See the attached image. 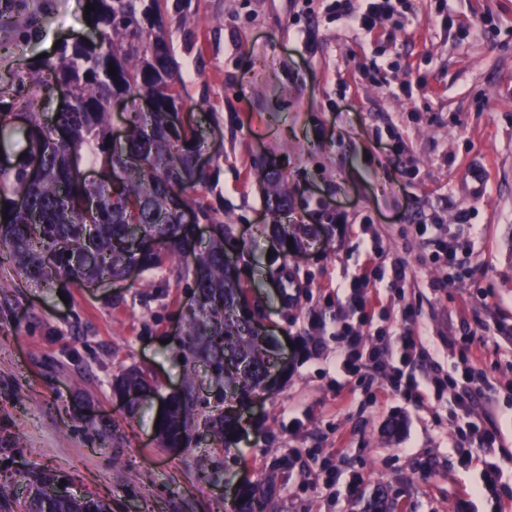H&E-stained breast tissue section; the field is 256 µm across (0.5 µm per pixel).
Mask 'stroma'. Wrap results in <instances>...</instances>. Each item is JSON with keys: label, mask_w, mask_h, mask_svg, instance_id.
I'll list each match as a JSON object with an SVG mask.
<instances>
[{"label": "stroma", "mask_w": 512, "mask_h": 512, "mask_svg": "<svg viewBox=\"0 0 512 512\" xmlns=\"http://www.w3.org/2000/svg\"><path fill=\"white\" fill-rule=\"evenodd\" d=\"M410 0V20L360 33L333 21L322 0H185L189 21L173 40L192 99L185 120L201 126L213 175L205 195L226 250L248 287L258 322L287 364L277 385L243 410L237 441L207 432L185 447H160V400L187 372L181 350L192 290L176 266L140 278L80 285L19 277L0 261V501H23V472L63 479L69 494L94 496L111 512H233L232 487L248 476L274 485L271 512H365L384 493L390 512H498L512 497L472 495L482 482L478 441L452 411L461 387L417 404L394 392L391 368L363 362L346 378L341 323L359 314L336 292L364 272L371 244L404 281L373 280L376 326L395 327L413 305L407 351L420 381L459 363L474 321L512 328V0ZM87 0H24L0 40V76L25 80L28 64L57 44L91 35ZM316 34L305 47L304 29ZM400 138L406 151L392 156ZM288 187V210L271 205V180ZM471 211L478 234L463 256L487 296L447 287L438 261L449 225ZM344 215L341 224L335 215ZM432 225L417 236L415 227ZM292 238L282 252L275 233ZM489 383L472 418L492 415L512 453V335L487 334ZM131 371L152 396L131 406L115 390ZM470 449L464 459L461 449ZM341 482H316V470ZM359 482L346 500L347 479Z\"/></svg>", "instance_id": "1"}]
</instances>
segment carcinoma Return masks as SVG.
I'll list each match as a JSON object with an SVG mask.
<instances>
[{
	"label": "carcinoma",
	"instance_id": "1",
	"mask_svg": "<svg viewBox=\"0 0 512 512\" xmlns=\"http://www.w3.org/2000/svg\"><path fill=\"white\" fill-rule=\"evenodd\" d=\"M89 3L95 38L62 43L55 56L31 61L28 82L0 89V151L9 154L13 140L26 143L23 153L0 165V255H9L17 275L28 280L79 284L120 276L131 264L142 272L163 268L167 259L186 264L196 307L187 319L183 361L191 369L203 362L221 389L213 400H201L187 377L185 395L172 400L158 432L167 448L185 444L202 425L213 441L229 448L238 420L214 415L210 402L246 403L271 373L274 350L252 332L245 291L224 267L230 231L204 246L196 241L194 225L183 220L190 210L199 223H219L197 192L212 179L196 168L202 141L177 117L188 101L165 18L174 14L187 23L182 0ZM60 84L71 87L72 97L55 108L48 92ZM145 96L153 109L135 111L127 137L114 145L112 101ZM18 110L27 124L12 123ZM34 163L40 167L36 181L28 176ZM88 167L99 168L105 179L85 183ZM19 197L26 199L23 210L15 209ZM134 225L149 246L136 239ZM23 478L31 496L21 512H108L102 501L53 488L52 474L28 470Z\"/></svg>",
	"mask_w": 512,
	"mask_h": 512
}]
</instances>
